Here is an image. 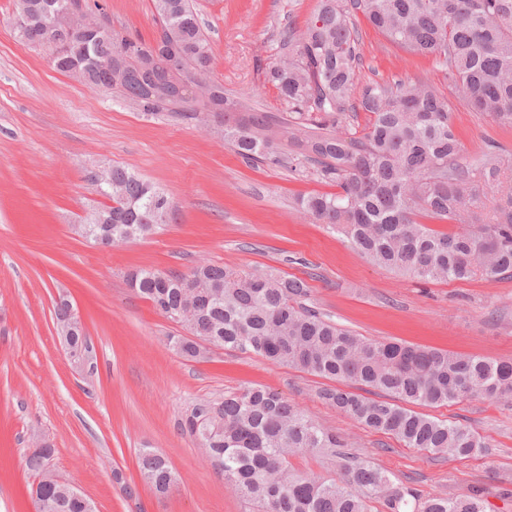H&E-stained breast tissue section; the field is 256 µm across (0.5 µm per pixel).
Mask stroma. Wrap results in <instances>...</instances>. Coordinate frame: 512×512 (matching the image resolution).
<instances>
[{
	"label": "stroma",
	"instance_id": "obj_1",
	"mask_svg": "<svg viewBox=\"0 0 512 512\" xmlns=\"http://www.w3.org/2000/svg\"><path fill=\"white\" fill-rule=\"evenodd\" d=\"M121 35L152 40L153 0H89ZM212 49L210 78L225 96L282 115L265 73L287 28L302 29L318 0H194ZM13 0H0V512H33V438L51 466L98 512H252L181 428L193 405L250 385L279 392L352 453L421 496L481 493L491 512H512V402L472 398L431 416L479 432L488 448L438 457L364 430L318 396L327 381L253 354L210 347L188 360L175 350L184 327L132 288L139 268L189 273L210 261L303 278L309 304L376 340L389 338L492 359H512V279L423 283L373 265L299 211V196L331 191L316 176L246 162L224 128L172 112L143 115L114 93L90 90L49 65L48 51L17 38ZM359 82L422 80L455 112L466 160L495 146L497 190L512 188V127L470 111L433 59L397 48L360 23ZM120 164L160 187L175 218L110 248L74 231L101 197L91 177ZM80 311L93 369L70 359L54 310ZM162 453L177 475L167 493L140 479L138 453ZM136 489L127 496L125 486Z\"/></svg>",
	"mask_w": 512,
	"mask_h": 512
}]
</instances>
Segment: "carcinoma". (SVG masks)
<instances>
[{
    "label": "carcinoma",
    "instance_id": "1",
    "mask_svg": "<svg viewBox=\"0 0 512 512\" xmlns=\"http://www.w3.org/2000/svg\"><path fill=\"white\" fill-rule=\"evenodd\" d=\"M66 2L14 0V11H26L31 24L17 37L37 46L48 34V14ZM154 10L158 36L174 54L152 73L107 86L97 60L119 55L133 71L147 45L108 27L73 36L54 69L65 74L78 63L90 89L136 99L147 115L171 110L193 120L207 104L178 94L175 85L181 76L210 68L209 40L193 0H154ZM361 18L399 48L434 57L471 111L512 126V0H318L306 26L283 36L284 59L266 72L287 105L286 117L277 123L251 109L242 118L240 102L226 98L217 113L224 141L247 161L286 164L336 183L338 191L307 195L298 206L381 268L428 282L512 277V195L499 200L491 221H478L486 208L484 187L496 177V152L483 153L475 165L463 162L453 109L425 82L357 86ZM359 112L368 115L362 130H340ZM274 127L299 146V154L278 151L267 135ZM98 192L112 200L97 213L111 219L114 244L174 219L166 193L129 168L112 167V192L101 186ZM424 219L457 230L439 232ZM129 284L169 319L195 300L189 336L175 341L182 357H201L204 341L338 382L321 391L325 403L407 448L467 458L488 447L478 432L417 412L414 405L512 399V359L361 336L307 306L309 285L299 277L207 263L184 275L141 268L129 274ZM352 386L376 397L352 392ZM183 428L220 461V475L255 512H367L373 498L387 512H404L410 498L413 512H488L478 495L424 498L393 486L385 471L350 457L340 438L267 388L201 400ZM299 454L339 459V476L289 470V458ZM139 470L160 493L175 482L167 459L150 448L141 449ZM38 489L54 504L51 512H87L51 477Z\"/></svg>",
    "mask_w": 512,
    "mask_h": 512
}]
</instances>
